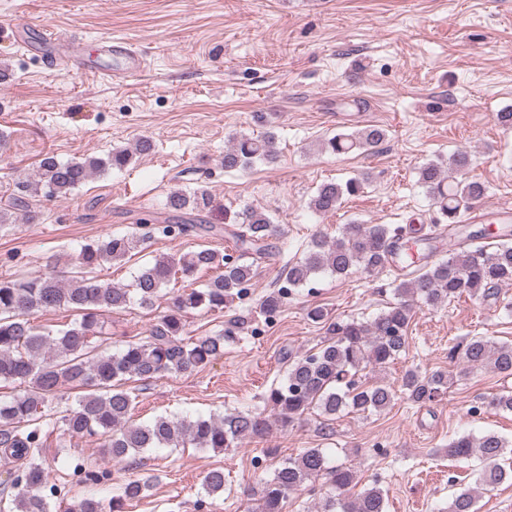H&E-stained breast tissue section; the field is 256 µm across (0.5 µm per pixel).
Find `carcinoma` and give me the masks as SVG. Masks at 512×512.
Segmentation results:
<instances>
[{"mask_svg": "<svg viewBox=\"0 0 512 512\" xmlns=\"http://www.w3.org/2000/svg\"><path fill=\"white\" fill-rule=\"evenodd\" d=\"M385 130L370 126L356 134L339 133L323 143L333 154H347L378 146ZM278 154L275 137L241 135L224 149V169H245L257 161L274 163ZM131 154L120 150L106 159L86 157L60 162L44 157L37 179L16 183L15 205L26 206L32 193L61 197L87 182L107 167L123 168ZM472 164L469 153L460 151L423 165L418 182L448 223L440 231L413 225L403 229L394 224L342 226L333 238L312 239L302 257L288 262L283 270L285 285L262 296L260 309L278 311L288 294L307 288L324 273L338 277L360 270L368 275L395 267L392 282L395 302L369 321L326 320V339L316 351L286 353L288 369L270 389L267 409L262 412L232 413L221 418H170L157 416L146 424L131 421L136 396L124 388L125 381H148L161 374H191L224 354L229 335L193 338L187 331L185 314L190 310H222L240 297L254 277V262L272 261L281 249L270 243L275 224L264 212L245 207L235 223L225 229L237 257L211 248H201L180 257L161 255L140 268L128 286L101 283L94 270L106 262L122 261L140 250L149 235L128 232L113 234L85 244L74 258L76 271L65 282L52 275L23 280H0V383L19 382L22 392L0 399V452L19 461L9 481L6 512H49L46 488L48 472L44 448L50 437L53 402L59 388L70 385L83 390L76 405L61 419L72 436L104 438L103 455L122 462L150 448H195L213 451L236 448L246 438H261L272 423L290 424L317 406L329 417L348 410L359 414L381 411L397 397L384 384L368 385L362 373L382 368L405 351L413 303L442 307L468 295L484 300L497 296L498 288L512 285V230L502 229L486 241V229L461 227V217L485 193L476 180H459L458 172ZM366 178L344 183L326 182L309 202L318 214L333 213L346 196L358 193ZM212 197L204 188L187 194L172 192L166 208L180 219L178 224L159 227L178 237L189 232L213 231L203 223ZM420 264L419 273L410 272ZM214 272L202 288H193L174 299V309L157 317L148 336L129 341L115 353L102 335L104 316L137 302L153 307L165 285L176 275L193 279L201 272ZM57 309L78 313L79 318L63 328L44 330L31 321L32 315ZM449 362L468 368H489L512 375V344L496 343L485 336H471L448 352ZM447 384L446 373L405 370L400 394L413 405L436 400ZM481 407L512 411V394H495ZM509 442L495 433L478 438L462 435L448 442L446 455L454 460H475L481 472L475 486L453 494L448 512H479L481 491L490 490L512 478ZM325 479V491L313 502L314 512H384L382 490L373 485L361 491L357 471L332 465L322 448H307L288 458L272 479L263 483L257 512H282L289 494ZM150 478L126 480L120 494L107 501L92 497L74 498L65 512H122L125 502L144 495ZM210 496L223 495L224 471L210 470L204 477Z\"/></svg>", "mask_w": 512, "mask_h": 512, "instance_id": "carcinoma-1", "label": "carcinoma"}]
</instances>
